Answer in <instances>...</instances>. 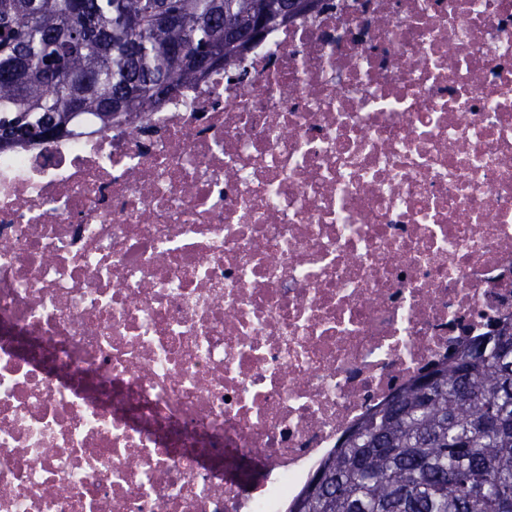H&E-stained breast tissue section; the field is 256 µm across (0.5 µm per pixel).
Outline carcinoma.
I'll use <instances>...</instances> for the list:
<instances>
[{
  "label": "carcinoma",
  "instance_id": "carcinoma-1",
  "mask_svg": "<svg viewBox=\"0 0 512 512\" xmlns=\"http://www.w3.org/2000/svg\"><path fill=\"white\" fill-rule=\"evenodd\" d=\"M263 0H0V142L68 135L69 115L137 126L173 92L208 75L193 57L245 50ZM173 12L177 21L158 17ZM62 65L53 77L42 61ZM289 512H512V320L429 367L344 437Z\"/></svg>",
  "mask_w": 512,
  "mask_h": 512
}]
</instances>
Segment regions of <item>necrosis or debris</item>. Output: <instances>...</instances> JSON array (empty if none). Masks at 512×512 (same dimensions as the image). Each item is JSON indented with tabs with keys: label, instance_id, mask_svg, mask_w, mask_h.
Masks as SVG:
<instances>
[{
	"label": "necrosis or debris",
	"instance_id": "obj_1",
	"mask_svg": "<svg viewBox=\"0 0 512 512\" xmlns=\"http://www.w3.org/2000/svg\"><path fill=\"white\" fill-rule=\"evenodd\" d=\"M241 66L0 150V512H287L512 319V0H322Z\"/></svg>",
	"mask_w": 512,
	"mask_h": 512
}]
</instances>
